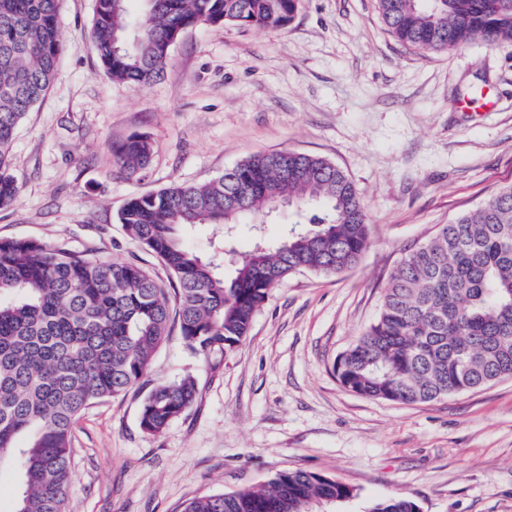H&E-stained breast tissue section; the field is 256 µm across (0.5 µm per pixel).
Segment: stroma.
<instances>
[{
  "instance_id": "1",
  "label": "stroma",
  "mask_w": 512,
  "mask_h": 512,
  "mask_svg": "<svg viewBox=\"0 0 512 512\" xmlns=\"http://www.w3.org/2000/svg\"><path fill=\"white\" fill-rule=\"evenodd\" d=\"M93 10L60 0L57 76L16 133L19 193L0 210V238L93 250L168 288L167 268L124 233L125 202L295 151L350 177L371 244L345 271L305 270L272 288L234 351L195 356L171 335L127 392L83 410L65 512H180L198 494L295 469L353 489L336 512L397 496L420 512H512V377L406 405L356 394L333 371L404 256L512 184V43L420 52L389 33L377 0H301L280 28L186 30L160 77L135 88L105 74ZM476 88L488 105L463 108ZM140 134L153 157L132 176L113 152ZM185 240L228 273L251 245L219 224L189 227ZM186 375L194 405L163 433L143 432L145 395Z\"/></svg>"
}]
</instances>
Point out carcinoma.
<instances>
[{"label": "carcinoma", "instance_id": "obj_1", "mask_svg": "<svg viewBox=\"0 0 512 512\" xmlns=\"http://www.w3.org/2000/svg\"><path fill=\"white\" fill-rule=\"evenodd\" d=\"M59 2L0 0V208L18 197L9 169L16 130L57 75ZM129 2L95 0L91 36L104 72L140 87L159 76L157 61L174 34L200 25L284 26L300 0H142L139 15ZM378 8L388 31L414 49L512 42V0H378ZM152 155L142 135L115 150L131 174ZM231 198L238 203L233 211ZM276 200L296 206L298 220L276 245L244 252L230 278L184 242L193 224L228 222L253 233ZM119 221L175 277L181 339L205 357L239 346L271 288L288 275L338 273L356 265L371 243L348 175L327 159L292 151L254 155L203 184L132 197ZM173 316L163 289L137 264L64 244L0 239V459L16 451L23 461L16 512H64L76 418L146 374ZM334 372L359 395L405 404L512 377V185L404 257L376 320ZM196 395L190 376L156 385L141 402L140 427L164 432ZM22 434L29 443L19 449ZM351 496L324 474L291 470L260 486L197 496L181 512H327ZM370 512L419 508L393 497Z\"/></svg>", "mask_w": 512, "mask_h": 512}]
</instances>
